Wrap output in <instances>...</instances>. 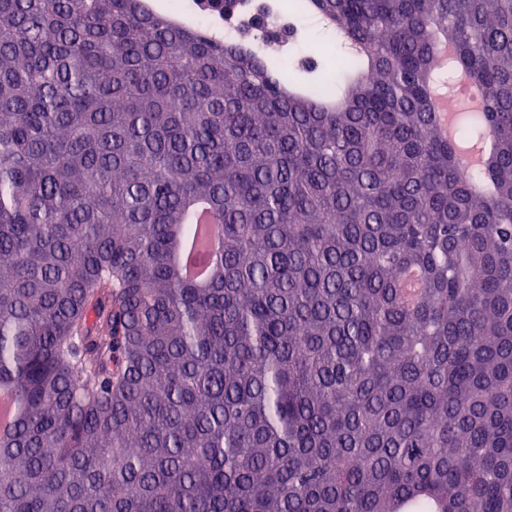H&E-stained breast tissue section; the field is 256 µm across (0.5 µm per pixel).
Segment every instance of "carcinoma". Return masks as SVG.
<instances>
[{
  "label": "carcinoma",
  "mask_w": 512,
  "mask_h": 512,
  "mask_svg": "<svg viewBox=\"0 0 512 512\" xmlns=\"http://www.w3.org/2000/svg\"><path fill=\"white\" fill-rule=\"evenodd\" d=\"M290 8L0 0V512H512V0Z\"/></svg>",
  "instance_id": "1"
}]
</instances>
